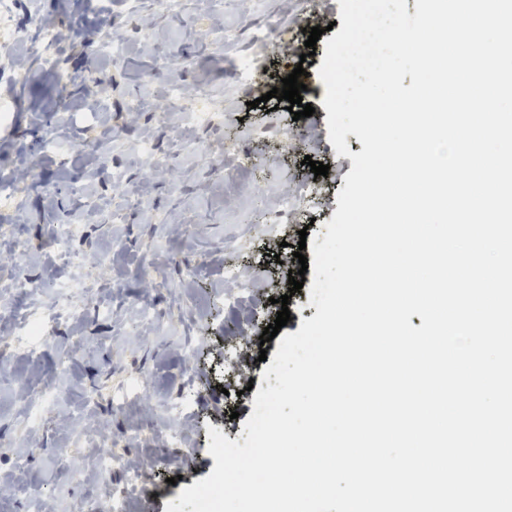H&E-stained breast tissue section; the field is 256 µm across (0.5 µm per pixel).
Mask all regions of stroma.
I'll use <instances>...</instances> for the list:
<instances>
[{"instance_id":"1","label":"stroma","mask_w":512,"mask_h":512,"mask_svg":"<svg viewBox=\"0 0 512 512\" xmlns=\"http://www.w3.org/2000/svg\"><path fill=\"white\" fill-rule=\"evenodd\" d=\"M215 13L208 0H175L182 26L170 23L153 0L139 5L129 0H106L91 10L83 0H0V102L9 111L0 124V192H20L22 203L15 221L23 228L21 265L28 279L40 282L63 278L65 258L56 242L71 230L70 252L86 260L88 280L77 288L80 319L56 320L55 351L40 350L36 339L14 336L10 373L28 386L58 376L60 395L54 409L37 415L33 432L19 422L15 388L0 390V481L14 483L13 493L0 501V512H28L32 498H40L43 512H93L84 479L53 466L59 449H69L88 461L111 451L146 462L142 482L127 486L122 470H113L98 489L100 502L124 492L127 512H166L183 488L209 476L215 466L209 455V426L220 425L235 440L250 417L252 395L244 394L245 378L254 388L264 385L267 367L260 352L275 356L280 342L251 348L241 376H215L214 367L226 344L240 337L258 339L265 323L260 312H273L274 298L288 293V266L299 249V229L315 236L338 209V193L353 168L352 155L363 149L356 135L346 137L349 155H337L329 140L328 111L322 103L326 88L318 69L331 32L316 43V53L298 62L288 46L300 36L313 15L340 22L338 0H252L242 12L239 0H223ZM53 27L60 35L57 67L41 68L29 50L35 24ZM222 25L225 40L210 29ZM124 33L125 60L113 64L101 51L112 30ZM306 71L304 102L315 112L295 122L286 108L248 109L270 70ZM98 70L101 83L84 82ZM204 91L210 104H222L226 114L216 126L185 132L170 125L160 108L170 86ZM145 104L136 123L126 118L133 101ZM320 133L316 142H300L299 152H284L278 129L299 125ZM61 141L46 148L49 133ZM112 134L101 158L102 168L88 173L84 156L90 145ZM229 139L243 154L273 157V175L297 184L310 179L300 156L329 165L321 184L325 190L314 217L282 226L277 236L255 237L252 227L272 210L255 185L266 173L248 167L227 172L208 169L189 158L188 138ZM150 139L158 155L174 169V179L149 178L137 160L142 139ZM27 169L24 181L8 184L14 170ZM85 191H75V184ZM250 239V252L230 249L233 241ZM164 242L176 261H166L155 249ZM254 257L253 276L258 292L242 301L224 296V265ZM149 304L153 323L141 322L137 309ZM82 342L73 366L59 373L57 353ZM126 388V403L113 392ZM196 391L200 401L185 445L166 446L165 422L145 416L139 400L171 401L184 391ZM238 394L236 407L227 404V391ZM238 418H231V411ZM85 416L88 427L74 435L65 417ZM26 455L23 473H16L19 455Z\"/></svg>"}]
</instances>
